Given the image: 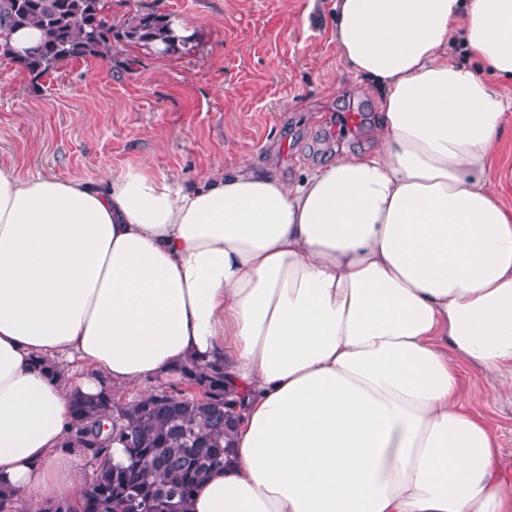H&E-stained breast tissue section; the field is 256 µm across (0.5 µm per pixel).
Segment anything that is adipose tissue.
I'll return each mask as SVG.
<instances>
[{"label":"adipose tissue","mask_w":512,"mask_h":512,"mask_svg":"<svg viewBox=\"0 0 512 512\" xmlns=\"http://www.w3.org/2000/svg\"><path fill=\"white\" fill-rule=\"evenodd\" d=\"M377 146L293 185L215 167L104 187L0 164V486L81 505L73 392L201 361L237 394L192 512H512L460 377L512 364V211L491 176L512 0H336ZM476 61L460 65L454 45ZM73 374L57 375L61 360Z\"/></svg>","instance_id":"ef3b65f1"}]
</instances>
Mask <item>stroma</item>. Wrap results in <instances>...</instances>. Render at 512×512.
Returning a JSON list of instances; mask_svg holds the SVG:
<instances>
[{"mask_svg": "<svg viewBox=\"0 0 512 512\" xmlns=\"http://www.w3.org/2000/svg\"><path fill=\"white\" fill-rule=\"evenodd\" d=\"M334 0H112V19L177 18L188 49L117 46L40 77L0 59V163L24 176L100 185L129 165L196 184L215 166L271 167L291 183L329 160L371 151L376 99L331 39ZM481 413L512 476V373L472 365ZM500 392L486 403L481 389Z\"/></svg>", "mask_w": 512, "mask_h": 512, "instance_id": "35a3bbf8", "label": "stroma"}]
</instances>
